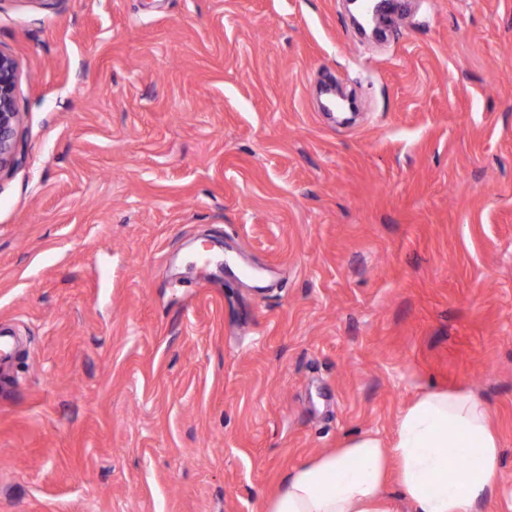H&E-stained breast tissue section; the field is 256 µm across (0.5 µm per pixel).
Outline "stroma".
<instances>
[{"mask_svg":"<svg viewBox=\"0 0 512 512\" xmlns=\"http://www.w3.org/2000/svg\"><path fill=\"white\" fill-rule=\"evenodd\" d=\"M350 28L345 0H0V512H262L461 383L501 441L478 512H512V0ZM18 66L0 50V172L18 164L16 141L21 113L16 106Z\"/></svg>","mask_w":512,"mask_h":512,"instance_id":"stroma-1","label":"stroma"}]
</instances>
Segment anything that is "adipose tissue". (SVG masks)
<instances>
[{"label": "adipose tissue", "instance_id": "1", "mask_svg": "<svg viewBox=\"0 0 512 512\" xmlns=\"http://www.w3.org/2000/svg\"><path fill=\"white\" fill-rule=\"evenodd\" d=\"M453 448L466 465L451 467ZM500 450L490 411L469 386L426 388L399 415L391 441L351 435L289 470L263 512H393L391 477L411 512H476L496 486Z\"/></svg>", "mask_w": 512, "mask_h": 512}]
</instances>
